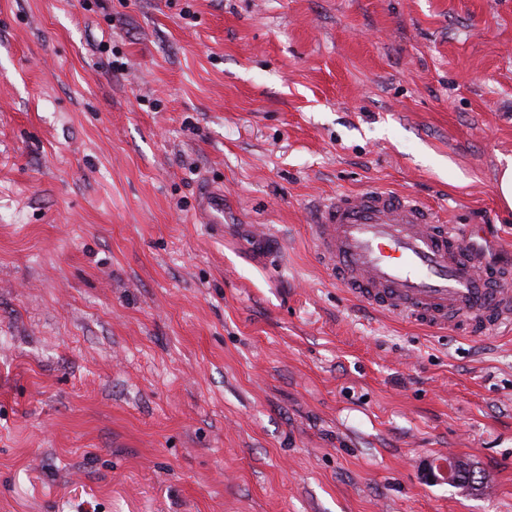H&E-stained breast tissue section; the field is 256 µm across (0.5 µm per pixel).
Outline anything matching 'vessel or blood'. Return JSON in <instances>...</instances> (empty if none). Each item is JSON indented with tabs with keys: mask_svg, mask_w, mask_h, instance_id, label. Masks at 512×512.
Listing matches in <instances>:
<instances>
[{
	"mask_svg": "<svg viewBox=\"0 0 512 512\" xmlns=\"http://www.w3.org/2000/svg\"><path fill=\"white\" fill-rule=\"evenodd\" d=\"M320 265L354 300L418 326L465 333L512 325V266L491 265L473 233L397 190L342 192L311 217Z\"/></svg>",
	"mask_w": 512,
	"mask_h": 512,
	"instance_id": "vessel-or-blood-1",
	"label": "vessel or blood"
}]
</instances>
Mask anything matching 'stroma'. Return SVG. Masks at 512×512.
<instances>
[{
    "label": "stroma",
    "mask_w": 512,
    "mask_h": 512,
    "mask_svg": "<svg viewBox=\"0 0 512 512\" xmlns=\"http://www.w3.org/2000/svg\"><path fill=\"white\" fill-rule=\"evenodd\" d=\"M503 157L512 0H0V512H512V333L309 228L379 186L512 257ZM496 194L500 207L512 211V157H505L500 161L496 177ZM459 468L460 463L454 458L437 460L434 464L430 465V475L435 481L455 485L458 483L457 475Z\"/></svg>",
    "instance_id": "obj_1"
}]
</instances>
